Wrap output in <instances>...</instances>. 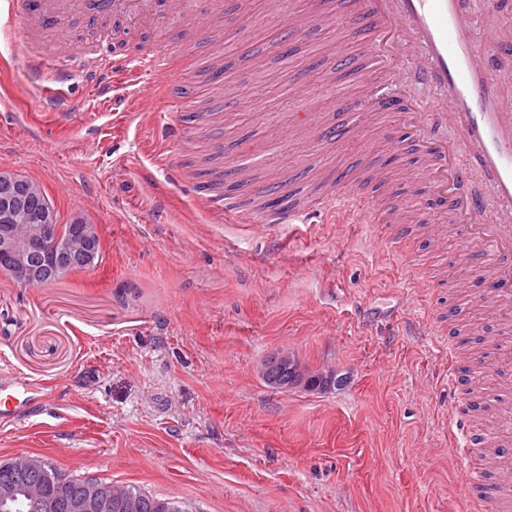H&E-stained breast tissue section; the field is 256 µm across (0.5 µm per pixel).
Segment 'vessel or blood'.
<instances>
[{
    "mask_svg": "<svg viewBox=\"0 0 512 512\" xmlns=\"http://www.w3.org/2000/svg\"><path fill=\"white\" fill-rule=\"evenodd\" d=\"M283 0H268L272 13L283 16L284 32L294 35L310 25L331 19L323 0L283 9ZM8 18L35 20L51 31L68 17L79 14L94 20L138 24L163 22L167 37L152 51L136 53L100 47L77 49L58 57L27 54L32 84L45 91L51 108L62 110V87L70 81H93L118 125H140L141 113L130 106L129 93H117L114 83L149 85L164 78L170 90L168 111L191 118V125L173 126L155 119L161 141H182L193 129L209 126L186 90L197 74L222 71L218 53L187 57L180 52L185 31L211 38L224 14V0H0ZM357 54L337 50L347 70L344 85L334 88L337 109L360 113L365 124L378 129L393 151L410 145L423 163V176L431 195L448 208L449 223L461 231L463 254L475 257L478 276L489 282L490 297L505 333H512V83L506 66L512 65V0H487L482 15H475L470 0H345L335 18ZM431 87L435 99L412 96L408 78ZM295 95L305 104L297 123L311 126V144L325 150L345 140L342 125L325 120L311 124L321 92L298 86ZM484 178L490 193L473 192ZM190 191L215 222L243 218L261 224H301L313 214L345 213L358 224H379L385 233L396 225L416 221V214L400 208L386 210L333 169L320 167L317 180L289 189L277 206L259 202L258 188L247 192H215L210 182L199 181ZM40 386L16 379L0 396V420L17 419L23 407L43 399ZM499 479L489 485L468 484L473 512L495 503L499 512H512V439L501 438L494 450Z\"/></svg>",
    "mask_w": 512,
    "mask_h": 512,
    "instance_id": "b4317fda",
    "label": "vessel or blood"
}]
</instances>
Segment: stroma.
Masks as SVG:
<instances>
[{
    "label": "stroma",
    "instance_id": "stroma-1",
    "mask_svg": "<svg viewBox=\"0 0 512 512\" xmlns=\"http://www.w3.org/2000/svg\"><path fill=\"white\" fill-rule=\"evenodd\" d=\"M220 23L227 78L194 85L215 136L267 149L249 179L274 189L312 181L328 165L361 181L389 178L378 131L308 159L276 136L305 106L288 85L336 80L335 25L315 24L275 45V26H253L238 0ZM94 49L101 38L132 49L166 36L73 17ZM246 95H239V88ZM151 84L136 135L115 137L92 88L75 85L70 113L30 93L16 41L0 39V171L44 189L61 223L96 226L99 263L39 287L0 273V376L55 394L0 423V462L44 459L180 503L186 512H468L466 473L495 480L491 452L460 460L448 449L454 418L489 443L512 429V391L486 366L506 350L480 302L446 214L422 211L394 243L373 224H213L169 168L156 162ZM185 174L230 173L206 136L168 145ZM414 270H407L406 258ZM293 352L311 370L333 369L326 392L268 387L261 362ZM471 390L450 404L448 355Z\"/></svg>",
    "mask_w": 512,
    "mask_h": 512
}]
</instances>
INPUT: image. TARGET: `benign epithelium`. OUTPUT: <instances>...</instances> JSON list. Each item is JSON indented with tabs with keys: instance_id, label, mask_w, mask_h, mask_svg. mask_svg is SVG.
<instances>
[{
	"instance_id": "obj_1",
	"label": "benign epithelium",
	"mask_w": 512,
	"mask_h": 512,
	"mask_svg": "<svg viewBox=\"0 0 512 512\" xmlns=\"http://www.w3.org/2000/svg\"><path fill=\"white\" fill-rule=\"evenodd\" d=\"M31 196L16 176L3 177L0 185V271L22 287L45 286L73 270V262L93 265L100 258V239L95 225L73 224L63 230L48 198L38 200L39 211L29 214L25 234L18 232L15 217L27 209ZM112 505V486L96 478H84L71 503L74 512H106ZM41 482L21 488L0 487V512H51Z\"/></svg>"
}]
</instances>
